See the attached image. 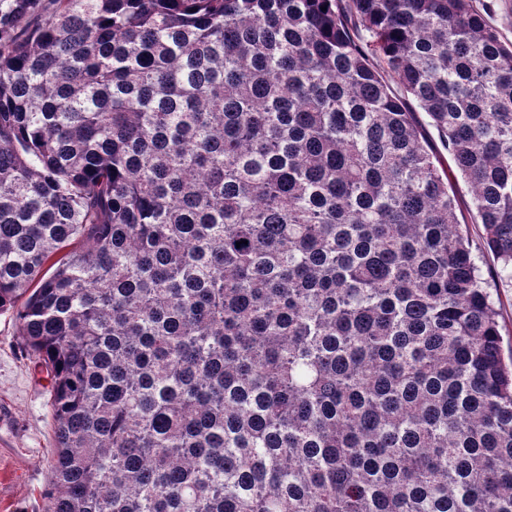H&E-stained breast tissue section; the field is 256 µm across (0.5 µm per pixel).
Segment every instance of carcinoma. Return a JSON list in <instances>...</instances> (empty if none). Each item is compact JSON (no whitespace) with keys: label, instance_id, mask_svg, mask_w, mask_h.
Instances as JSON below:
<instances>
[{"label":"carcinoma","instance_id":"carcinoma-1","mask_svg":"<svg viewBox=\"0 0 512 512\" xmlns=\"http://www.w3.org/2000/svg\"><path fill=\"white\" fill-rule=\"evenodd\" d=\"M428 126L511 275L512 42L472 0H0L45 512H512V358Z\"/></svg>","mask_w":512,"mask_h":512}]
</instances>
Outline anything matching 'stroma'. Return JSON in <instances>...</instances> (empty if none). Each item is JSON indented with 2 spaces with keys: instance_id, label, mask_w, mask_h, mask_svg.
Returning <instances> with one entry per match:
<instances>
[{
  "instance_id": "1",
  "label": "stroma",
  "mask_w": 512,
  "mask_h": 512,
  "mask_svg": "<svg viewBox=\"0 0 512 512\" xmlns=\"http://www.w3.org/2000/svg\"><path fill=\"white\" fill-rule=\"evenodd\" d=\"M456 213L473 243L502 326L504 351H512V280L483 247V226L465 185L456 190ZM50 380L24 346L11 313L0 314V512H44L56 446Z\"/></svg>"
}]
</instances>
